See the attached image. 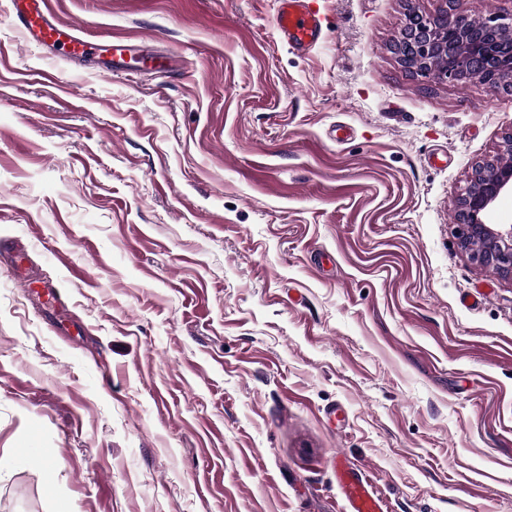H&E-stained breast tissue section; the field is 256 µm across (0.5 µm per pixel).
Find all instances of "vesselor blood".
Segmentation results:
<instances>
[{
    "instance_id": "obj_1",
    "label": "vessel or blood",
    "mask_w": 512,
    "mask_h": 512,
    "mask_svg": "<svg viewBox=\"0 0 512 512\" xmlns=\"http://www.w3.org/2000/svg\"><path fill=\"white\" fill-rule=\"evenodd\" d=\"M311 2L278 0L277 29L293 49L308 50L324 37L322 19ZM10 5L27 41L52 49L70 62L101 54L100 43L76 36L73 28L56 19L50 0H10ZM336 483L345 512H386L384 497L361 470L337 461Z\"/></svg>"
}]
</instances>
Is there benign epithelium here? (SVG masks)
<instances>
[{"instance_id": "obj_1", "label": "benign epithelium", "mask_w": 512, "mask_h": 512, "mask_svg": "<svg viewBox=\"0 0 512 512\" xmlns=\"http://www.w3.org/2000/svg\"><path fill=\"white\" fill-rule=\"evenodd\" d=\"M464 2L451 0L453 8L436 16L408 12L393 54L416 76L512 91V14L476 20ZM507 191H512V166L496 158L479 163L455 201V217L460 250L474 264L512 280V225L485 223Z\"/></svg>"}]
</instances>
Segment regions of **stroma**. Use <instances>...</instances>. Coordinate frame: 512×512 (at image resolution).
<instances>
[{"instance_id": "obj_1", "label": "stroma", "mask_w": 512, "mask_h": 512, "mask_svg": "<svg viewBox=\"0 0 512 512\" xmlns=\"http://www.w3.org/2000/svg\"><path fill=\"white\" fill-rule=\"evenodd\" d=\"M314 5L299 52L277 0H52L117 78L0 0V512H344L337 456L512 512V281L454 226L512 92L399 64L443 0ZM312 0H278L276 25L288 45L305 51L324 38L323 22Z\"/></svg>"}]
</instances>
